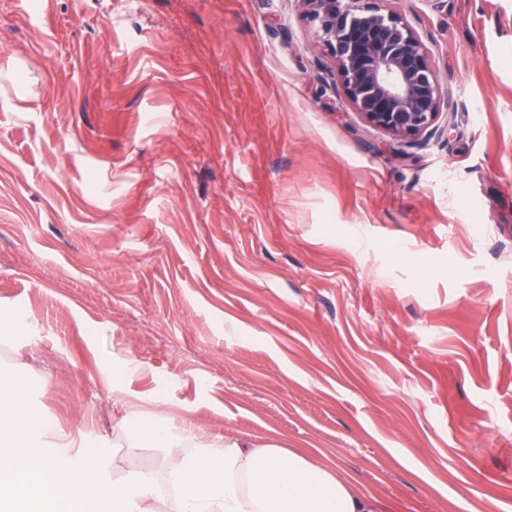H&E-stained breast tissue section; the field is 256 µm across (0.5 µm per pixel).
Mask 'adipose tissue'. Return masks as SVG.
<instances>
[{
  "mask_svg": "<svg viewBox=\"0 0 512 512\" xmlns=\"http://www.w3.org/2000/svg\"><path fill=\"white\" fill-rule=\"evenodd\" d=\"M31 378H0V512H384L379 498L277 442L211 437L172 418L142 421L122 389L126 453L164 449L160 472L104 476L101 451L71 450L60 425L26 403Z\"/></svg>",
  "mask_w": 512,
  "mask_h": 512,
  "instance_id": "1",
  "label": "adipose tissue"
}]
</instances>
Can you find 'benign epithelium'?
I'll use <instances>...</instances> for the list:
<instances>
[{
    "label": "benign epithelium",
    "instance_id": "1",
    "mask_svg": "<svg viewBox=\"0 0 512 512\" xmlns=\"http://www.w3.org/2000/svg\"><path fill=\"white\" fill-rule=\"evenodd\" d=\"M316 43L334 58L336 83L371 127L400 147H420L442 134L453 112L432 53L392 0H301Z\"/></svg>",
    "mask_w": 512,
    "mask_h": 512
}]
</instances>
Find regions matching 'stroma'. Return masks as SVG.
Returning <instances> with one entry per match:
<instances>
[{
	"label": "stroma",
	"instance_id": "stroma-1",
	"mask_svg": "<svg viewBox=\"0 0 512 512\" xmlns=\"http://www.w3.org/2000/svg\"><path fill=\"white\" fill-rule=\"evenodd\" d=\"M454 92L411 156L299 0H0V377L112 453L278 437L394 512H512V0H399Z\"/></svg>",
	"mask_w": 512,
	"mask_h": 512
}]
</instances>
